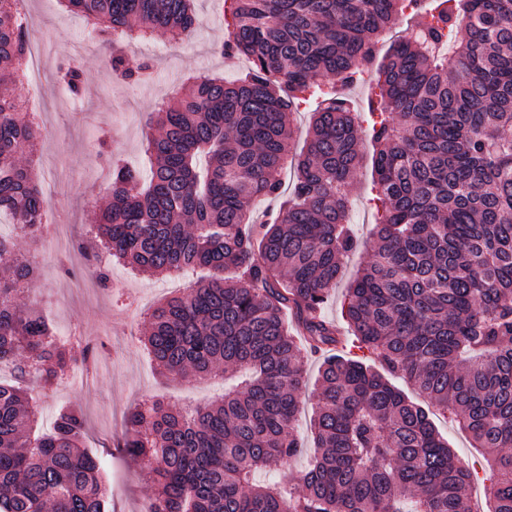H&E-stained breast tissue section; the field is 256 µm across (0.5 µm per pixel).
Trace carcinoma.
Segmentation results:
<instances>
[{
	"instance_id": "1",
	"label": "carcinoma",
	"mask_w": 512,
	"mask_h": 512,
	"mask_svg": "<svg viewBox=\"0 0 512 512\" xmlns=\"http://www.w3.org/2000/svg\"><path fill=\"white\" fill-rule=\"evenodd\" d=\"M24 0H0V215L34 239L50 208L34 164L39 123L14 87L29 49ZM112 51L116 79L139 81L124 45L193 36L194 0H59ZM231 0L223 50L243 78L195 77L151 113L148 172L110 162V202L92 232L147 276L213 271L165 298L141 337L166 376L239 374L224 398L186 410L150 398L124 418V448L155 487L149 512H472L470 474L428 412L385 375L323 359L309 469L288 486L255 474L297 454L304 353L345 337L322 309L353 248L348 187L358 126L336 83L357 80L401 14L420 17L377 68L367 127L382 214L347 288L356 341L466 428L492 471L494 512H512V0ZM465 37L448 42V32ZM57 77L78 95L81 67ZM322 98L296 179L262 224L253 202L280 195L292 114ZM0 365L42 388L94 364L29 298L40 266L0 235ZM294 325L288 326L285 314ZM21 383L0 382V512H108L100 458L72 406L37 431Z\"/></svg>"
}]
</instances>
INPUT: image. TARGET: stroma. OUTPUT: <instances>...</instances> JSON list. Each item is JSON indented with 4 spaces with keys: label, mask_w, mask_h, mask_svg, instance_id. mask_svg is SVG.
Wrapping results in <instances>:
<instances>
[{
    "label": "stroma",
    "mask_w": 512,
    "mask_h": 512,
    "mask_svg": "<svg viewBox=\"0 0 512 512\" xmlns=\"http://www.w3.org/2000/svg\"><path fill=\"white\" fill-rule=\"evenodd\" d=\"M31 24L29 38L40 43L47 54V64L40 73V107L44 113L41 152L37 173L43 185L52 186V204L57 218L68 227L72 242L84 240L98 207L108 199L104 175L109 167L101 153L109 144L112 155L136 163H146L144 153L145 115L159 98L190 77L224 74L237 76L247 71L243 58L221 53L224 42L225 10L222 0H196L199 28L188 40H174L165 35L127 46L132 62H148L149 70L139 83L111 80L103 66L104 50L99 41H88L84 25L72 22L58 0H29ZM77 59L85 77L80 95L63 93L55 77L60 63ZM362 159L354 172L350 189V222L355 245L344 260V273L337 283L323 314L338 328H345L343 304L349 282L369 258L373 229L377 222L372 203V146L361 139ZM20 248L33 256L42 269L34 284L32 297L39 300L56 325L80 326L98 351L95 364L88 370L71 372L54 390H41L28 383L39 411L40 428H49L57 407L68 403L81 409L87 426L86 445L102 459L110 491V512H140L153 493V486L138 464L119 446L121 424L114 418L124 415L136 403L154 394L166 397L179 407L189 408L210 403L224 393V377L208 380L167 379L159 375L145 355L139 338L147 326L149 308L163 296L184 288L191 278L207 277L204 269L193 276L167 275L145 277L116 267L113 277L121 279L122 288H104L91 270L74 268L64 275L69 264L66 251L49 247L46 241L20 240ZM309 382L302 393L297 436L303 446L281 478L295 481L305 472L314 454L311 416L315 406L314 382L319 357L304 358ZM430 418L447 438L457 458L473 477L472 494L480 498L482 512L491 504L482 498L486 460L473 448L470 436L438 411Z\"/></svg>",
    "instance_id": "35a3bbf8"
}]
</instances>
